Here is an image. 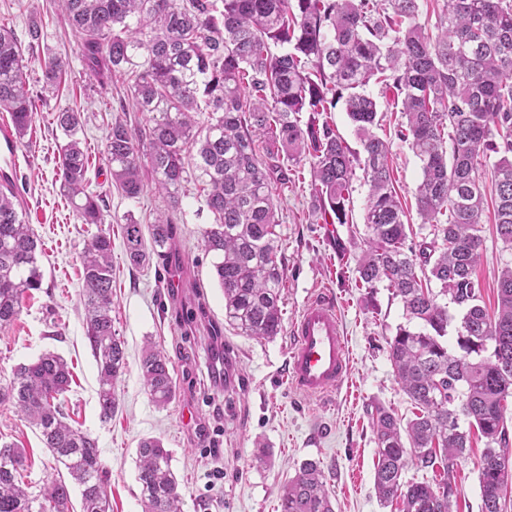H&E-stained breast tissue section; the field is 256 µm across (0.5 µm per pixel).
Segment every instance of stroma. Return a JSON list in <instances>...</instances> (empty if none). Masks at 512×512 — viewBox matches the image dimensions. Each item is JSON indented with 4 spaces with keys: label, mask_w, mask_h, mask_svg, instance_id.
Listing matches in <instances>:
<instances>
[{
    "label": "stroma",
    "mask_w": 512,
    "mask_h": 512,
    "mask_svg": "<svg viewBox=\"0 0 512 512\" xmlns=\"http://www.w3.org/2000/svg\"><path fill=\"white\" fill-rule=\"evenodd\" d=\"M7 18L25 46L26 87L38 101V116L20 147L26 220L38 240L37 265L42 287L25 297L18 319L0 329V385L14 369L42 353L64 357L73 371L63 411L67 422L98 441L111 491L112 512H141L137 482V447L155 437L171 455L172 469L183 494V512H280L279 488L294 477L303 460L319 461L335 512H398L381 506L373 486L376 443L371 415L382 406L402 419L414 416V403L401 390L388 357L387 342L407 316L400 299L385 284L356 287V241L367 229L363 216L369 186L363 170L352 183V215L342 227L350 247L337 258L321 219L311 208L310 164L289 172L287 187L277 191L276 232L286 269L282 291L284 332L272 339L238 335L224 321V296L213 278L214 254L202 232L212 215L202 210L200 188L186 183L181 191V217L176 246L167 262L130 267L125 259L123 227L127 217L148 223L152 213L166 209L167 200L147 193L125 197L111 183L102 153L107 122L127 119L131 128L147 127L148 116L132 104L129 82L99 86L91 80L79 55L80 34L65 19L57 0H0V18ZM40 19L47 39L28 46L26 29ZM61 56L66 80L58 91L43 88L40 66L46 54ZM78 110L87 116L82 140L89 153L88 177L109 215L112 238V317L125 342L127 367L118 383V407L112 419L101 420L97 368L84 339L80 303L81 254L89 238L64 197L58 180L59 145L63 135L52 122L54 113ZM379 136L390 140L388 166L411 227V242L428 236L420 221L416 188L421 164L408 143L396 137L401 114L392 103L379 104ZM483 256L476 275L484 299L512 249L492 231L493 211L485 209ZM179 278L180 288L167 281ZM330 293L340 309L350 338L347 385L333 396L311 399L291 388L285 375L288 326L318 292ZM155 343L171 359L175 399L155 405L146 392L139 359L146 343ZM229 350L235 360V384L224 385L223 366H211L212 353ZM0 436L25 448L29 467L24 481L40 494L55 463L38 432L15 408L0 405ZM270 452L268 464L254 460L257 447ZM484 440L473 437L469 456L458 463L455 477L460 494L457 512H480L477 462Z\"/></svg>",
    "instance_id": "stroma-1"
}]
</instances>
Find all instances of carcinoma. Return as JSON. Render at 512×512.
<instances>
[{
	"mask_svg": "<svg viewBox=\"0 0 512 512\" xmlns=\"http://www.w3.org/2000/svg\"><path fill=\"white\" fill-rule=\"evenodd\" d=\"M81 35L88 69L112 80L124 66L140 67L134 106L150 126L135 132L118 118L106 126L103 153L112 183L138 199L142 167L155 175L151 191L169 201L144 225H124L126 261L140 267L173 250L182 184H202L214 224L205 250L218 261L213 275L224 293V322L239 335L273 339L283 328L285 269L279 254L275 193L288 184L287 163L310 160L312 209L325 224L350 223L355 162L369 183L367 237L357 259L359 282H385L421 329L398 328L388 357L419 414L401 424L375 408L379 501H401L400 512H453L454 468L468 454L460 420L485 439L478 462L480 512H504L512 490V457L504 402L512 397V266L496 280L494 307L483 300L475 270L482 258L484 197L477 174L491 151L494 233L512 249V0H443L441 32L419 22V0H59ZM284 48L275 54L271 46ZM25 59L14 33L0 26V110L18 138L37 106L25 88ZM43 82L58 88L65 62L50 55ZM392 96L403 118L399 139L419 159L416 203L430 241L406 245V213L387 164L390 142L375 133L378 101L370 83ZM344 101L361 150H350L327 120ZM84 113H55L60 178L81 223L96 227L81 255L83 328L95 359L102 420L117 406L116 384L125 343L112 320V239L102 196L90 189L82 147ZM502 132L493 140V130ZM37 239L15 189L0 186V329L15 322L27 294L42 288ZM439 285L433 291L431 282ZM458 351L448 350L452 317ZM168 355L147 343L140 359L153 402L176 397ZM73 374L48 352L18 366L0 386L8 402L38 429L66 470L47 481L42 497L24 482L25 449L0 437V512H74L71 485L82 488L81 512H112L97 440L66 422L61 397ZM429 469L431 482L405 481L408 466ZM142 512H182L179 483L162 442L137 448ZM281 512H334L320 463L301 462L281 491Z\"/></svg>",
	"mask_w": 512,
	"mask_h": 512,
	"instance_id": "1",
	"label": "carcinoma"
}]
</instances>
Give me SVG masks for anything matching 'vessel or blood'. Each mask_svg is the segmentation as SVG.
Segmentation results:
<instances>
[{
  "mask_svg": "<svg viewBox=\"0 0 512 512\" xmlns=\"http://www.w3.org/2000/svg\"><path fill=\"white\" fill-rule=\"evenodd\" d=\"M21 179L19 143L9 122L0 121V183ZM286 377L310 398L339 391L350 368L348 338L332 295L320 292L302 308L290 327Z\"/></svg>",
  "mask_w": 512,
  "mask_h": 512,
  "instance_id": "b4317fda",
  "label": "vessel or blood"
}]
</instances>
